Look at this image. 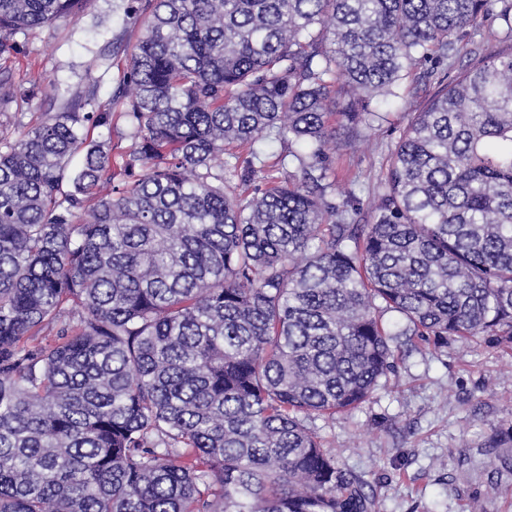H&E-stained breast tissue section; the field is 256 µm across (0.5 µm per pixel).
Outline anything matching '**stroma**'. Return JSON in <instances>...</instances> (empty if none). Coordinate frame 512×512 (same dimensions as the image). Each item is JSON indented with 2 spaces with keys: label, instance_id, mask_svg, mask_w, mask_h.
<instances>
[{
  "label": "stroma",
  "instance_id": "stroma-1",
  "mask_svg": "<svg viewBox=\"0 0 512 512\" xmlns=\"http://www.w3.org/2000/svg\"><path fill=\"white\" fill-rule=\"evenodd\" d=\"M110 0H91L82 18H64L17 36L0 54L19 89L0 127L16 135L59 106L50 82L71 93L97 77V102L108 104L120 66L138 42L140 24L123 23ZM506 27L481 20L467 46L443 66L455 77L500 48ZM438 76L417 66L404 80V97L386 121L364 130L353 145H339L331 164L336 196L355 191L367 197L383 179L386 158L410 113L437 88ZM327 447L366 482L372 512H470L480 500L485 512H512V352L484 339L449 341L446 348L403 346L393 373L381 378L369 401L335 419L313 422Z\"/></svg>",
  "mask_w": 512,
  "mask_h": 512
}]
</instances>
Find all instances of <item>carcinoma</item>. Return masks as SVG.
Returning a JSON list of instances; mask_svg holds the SVG:
<instances>
[{"mask_svg": "<svg viewBox=\"0 0 512 512\" xmlns=\"http://www.w3.org/2000/svg\"><path fill=\"white\" fill-rule=\"evenodd\" d=\"M89 3L0 0V54ZM490 10L129 0L109 107L53 80L58 112L0 132V512H371L309 422L367 402L400 336L512 350V47L410 113L363 224L331 106L357 137ZM116 114L120 163L88 131ZM267 139L301 177L258 175Z\"/></svg>", "mask_w": 512, "mask_h": 512, "instance_id": "carcinoma-1", "label": "carcinoma"}]
</instances>
